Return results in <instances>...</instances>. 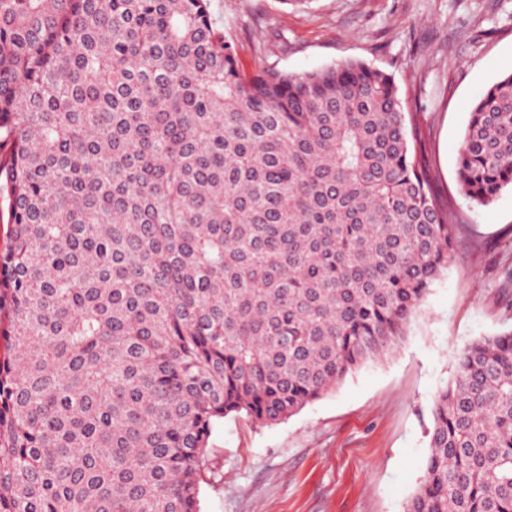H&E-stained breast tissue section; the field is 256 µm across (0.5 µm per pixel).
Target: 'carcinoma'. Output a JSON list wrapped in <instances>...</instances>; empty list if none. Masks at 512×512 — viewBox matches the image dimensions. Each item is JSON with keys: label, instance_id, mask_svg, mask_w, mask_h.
Masks as SVG:
<instances>
[{"label": "carcinoma", "instance_id": "1", "mask_svg": "<svg viewBox=\"0 0 512 512\" xmlns=\"http://www.w3.org/2000/svg\"><path fill=\"white\" fill-rule=\"evenodd\" d=\"M423 147L390 74H246L210 0H0V512H199L218 421L389 351L452 256ZM458 178L512 187V73ZM430 413L403 512H512V328Z\"/></svg>", "mask_w": 512, "mask_h": 512}]
</instances>
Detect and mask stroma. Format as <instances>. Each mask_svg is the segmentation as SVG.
Here are the masks:
<instances>
[{"instance_id": "obj_1", "label": "stroma", "mask_w": 512, "mask_h": 512, "mask_svg": "<svg viewBox=\"0 0 512 512\" xmlns=\"http://www.w3.org/2000/svg\"><path fill=\"white\" fill-rule=\"evenodd\" d=\"M245 72L359 59L391 74L456 243L392 351L276 424L219 421L200 512H402L425 471L429 408L460 349L512 327V187L470 201L457 158L476 99L512 73V0H210Z\"/></svg>"}]
</instances>
